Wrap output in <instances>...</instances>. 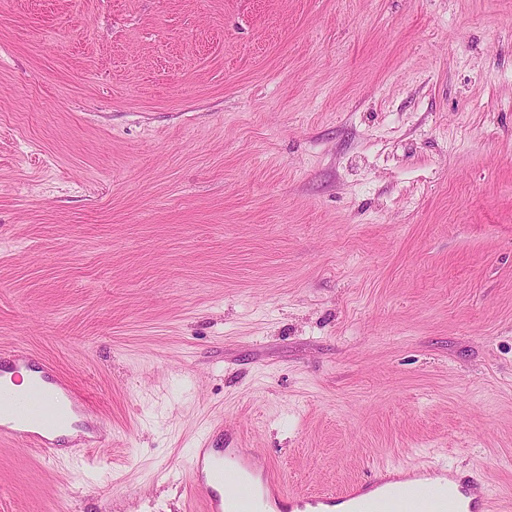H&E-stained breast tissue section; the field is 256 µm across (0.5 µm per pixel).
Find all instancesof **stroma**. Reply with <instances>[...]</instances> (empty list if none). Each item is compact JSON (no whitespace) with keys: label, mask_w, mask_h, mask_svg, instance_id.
<instances>
[{"label":"stroma","mask_w":512,"mask_h":512,"mask_svg":"<svg viewBox=\"0 0 512 512\" xmlns=\"http://www.w3.org/2000/svg\"><path fill=\"white\" fill-rule=\"evenodd\" d=\"M106 447L0 444V512H201L389 466L512 502V0H0V350Z\"/></svg>","instance_id":"obj_1"}]
</instances>
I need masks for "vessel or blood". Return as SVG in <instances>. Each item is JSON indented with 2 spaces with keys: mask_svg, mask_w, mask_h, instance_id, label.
I'll return each instance as SVG.
<instances>
[{
  "mask_svg": "<svg viewBox=\"0 0 512 512\" xmlns=\"http://www.w3.org/2000/svg\"><path fill=\"white\" fill-rule=\"evenodd\" d=\"M42 387L33 393H16L0 388V407L14 417L31 423L65 424L71 412L90 407L88 397L53 371H45ZM0 439L27 442L29 447L51 452L50 441L34 430H20L0 422ZM189 489L203 505L204 512H260L263 503L282 508L269 468H258L255 459L225 465L211 457L208 447L198 448L189 470ZM453 488L437 487L425 481L401 482L390 467L379 466L372 479L354 484L340 493L304 497L314 508L349 504L351 512H494L495 502L483 494L474 476H460Z\"/></svg>",
  "mask_w": 512,
  "mask_h": 512,
  "instance_id": "b4317fda",
  "label": "vessel or blood"
}]
</instances>
